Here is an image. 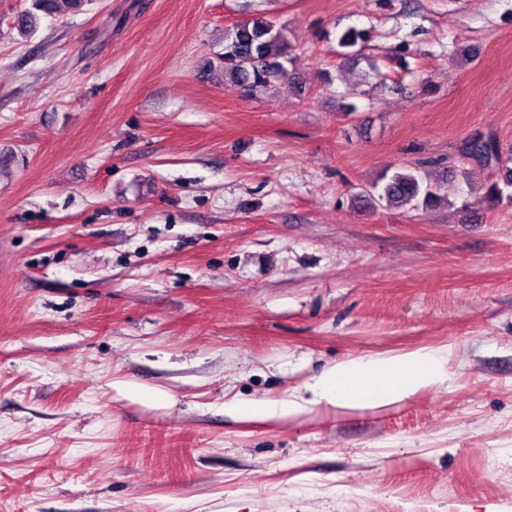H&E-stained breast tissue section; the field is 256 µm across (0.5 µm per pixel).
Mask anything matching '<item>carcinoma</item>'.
<instances>
[{
    "label": "carcinoma",
    "mask_w": 512,
    "mask_h": 512,
    "mask_svg": "<svg viewBox=\"0 0 512 512\" xmlns=\"http://www.w3.org/2000/svg\"><path fill=\"white\" fill-rule=\"evenodd\" d=\"M82 0H31V7L19 18L17 29L29 34L37 24L36 12L46 15L60 11V5L76 7ZM366 40V32L347 27L337 34V44L344 49L341 56L355 60L361 55L358 46ZM224 80L230 85L248 91H274L282 82L296 81L288 69L293 63L287 29L264 18H254L224 29V51L219 54ZM460 156L491 170L494 178L484 185L485 196L493 202L512 201V150H502L498 140L491 136L477 135L465 140L459 149ZM456 170L446 168L442 177L423 176L414 167L401 168L382 177V182L363 191L358 200L374 198L389 207L418 209L440 202L452 204L450 196Z\"/></svg>",
    "instance_id": "1"
}]
</instances>
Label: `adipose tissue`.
I'll return each mask as SVG.
<instances>
[{
  "mask_svg": "<svg viewBox=\"0 0 512 512\" xmlns=\"http://www.w3.org/2000/svg\"><path fill=\"white\" fill-rule=\"evenodd\" d=\"M447 384V350L422 347L404 354L346 360L325 369L291 395L266 401L234 397L225 402L224 411L240 420L284 421L315 406L387 408Z\"/></svg>",
  "mask_w": 512,
  "mask_h": 512,
  "instance_id": "adipose-tissue-1",
  "label": "adipose tissue"
}]
</instances>
